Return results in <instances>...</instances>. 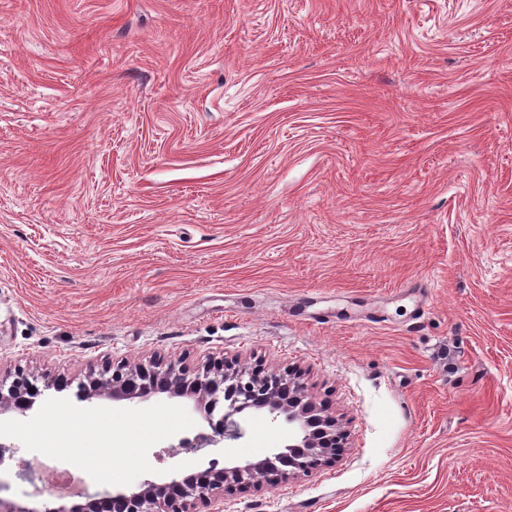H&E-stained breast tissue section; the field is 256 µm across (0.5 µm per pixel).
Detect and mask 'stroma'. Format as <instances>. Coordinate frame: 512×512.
I'll return each instance as SVG.
<instances>
[{"instance_id": "stroma-1", "label": "stroma", "mask_w": 512, "mask_h": 512, "mask_svg": "<svg viewBox=\"0 0 512 512\" xmlns=\"http://www.w3.org/2000/svg\"><path fill=\"white\" fill-rule=\"evenodd\" d=\"M222 358L344 435L224 512H512V0H0V377Z\"/></svg>"}]
</instances>
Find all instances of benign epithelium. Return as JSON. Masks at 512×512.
Segmentation results:
<instances>
[{
	"label": "benign epithelium",
	"instance_id": "7a95c632",
	"mask_svg": "<svg viewBox=\"0 0 512 512\" xmlns=\"http://www.w3.org/2000/svg\"><path fill=\"white\" fill-rule=\"evenodd\" d=\"M34 382L24 376L12 382L0 379V413L15 408L21 413L33 409L26 405L27 393ZM304 386L298 378L248 373L224 360L209 361L191 370L160 359L148 367L138 366L124 374L105 366L102 372L90 373L83 401L107 399L148 400L165 395L169 398H195L207 403L208 411H224L221 424L212 427L213 436L232 440L243 436L238 418L248 409L265 412L273 424L288 426L291 444L273 448L264 457L219 467L212 460L196 473L179 475L168 481L145 480L138 485L90 498L74 505L70 512H224V495L251 487L288 480L336 457L334 423L319 439L307 432L306 420L314 416L316 406L303 401Z\"/></svg>",
	"mask_w": 512,
	"mask_h": 512
}]
</instances>
